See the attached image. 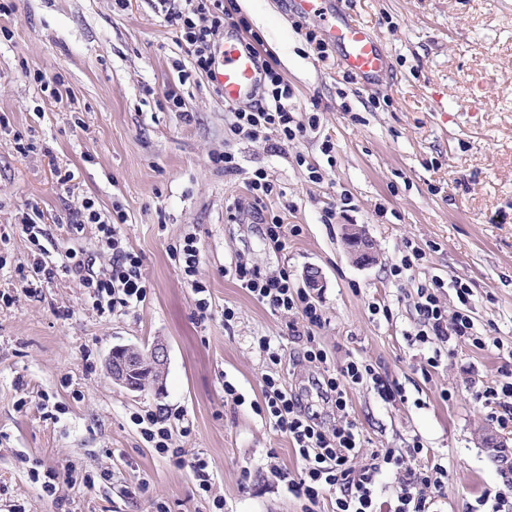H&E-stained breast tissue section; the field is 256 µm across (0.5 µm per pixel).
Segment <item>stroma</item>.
<instances>
[{
    "instance_id": "35a3bbf8",
    "label": "stroma",
    "mask_w": 512,
    "mask_h": 512,
    "mask_svg": "<svg viewBox=\"0 0 512 512\" xmlns=\"http://www.w3.org/2000/svg\"><path fill=\"white\" fill-rule=\"evenodd\" d=\"M235 3L294 91L306 131L287 151L234 133L222 94L157 0H0V292L15 298L0 302V512H153L158 500L171 512H209L189 470L148 448L130 420L161 408L192 423L180 444L207 460L226 512H304L305 500L269 471L295 476L302 462L251 404L275 372L332 427L336 407L319 383L326 366L352 355L404 395L389 404L371 388L350 391L349 413L365 438L354 467L381 448L405 449V464L422 467L425 458L408 453L417 438L448 471L436 512H468L480 495L512 488L480 438L512 439V424L500 425L473 396L512 380V0H350L353 17L388 52L389 71L371 91L359 90L336 46L318 58L290 0ZM47 80L57 93L45 91ZM170 89L183 111L167 102ZM224 151L235 171L213 163ZM314 167L322 180H313ZM258 170L274 185L259 214L248 191ZM61 172L72 176L65 191ZM89 200L119 222L150 286L144 302L109 316L92 309L75 277L32 292L24 274L35 248L20 225L33 205L44 215L46 249L67 245L108 269L94 225L69 230ZM328 209L336 216L326 224ZM273 215L300 229L287 249L264 234ZM348 224L372 239L376 264L351 261ZM191 232L209 289L204 319L171 255ZM414 248L422 259L391 276ZM240 259L267 273L288 270L298 288L307 267L322 271L314 300L324 322L314 334L328 365L299 358L292 314L272 313L239 287ZM435 279L449 312L465 311L492 344L418 341L416 288ZM458 281L470 290L468 305ZM374 304L382 313H371ZM60 307L69 319L56 316ZM263 336L279 346V365L261 350ZM157 342L168 348L162 385L133 392L113 382L105 367L112 347ZM228 381L243 402L225 395ZM24 456L109 478L63 487L56 501L30 482Z\"/></svg>"
}]
</instances>
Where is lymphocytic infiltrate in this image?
I'll list each match as a JSON object with an SVG mask.
<instances>
[{
  "instance_id": "1",
  "label": "lymphocytic infiltrate",
  "mask_w": 512,
  "mask_h": 512,
  "mask_svg": "<svg viewBox=\"0 0 512 512\" xmlns=\"http://www.w3.org/2000/svg\"><path fill=\"white\" fill-rule=\"evenodd\" d=\"M184 2V7L177 9L171 0H159L168 23L178 29L181 40L190 48L196 68L210 72L214 63V38L225 22L235 20L240 28L245 27L246 22L234 19L233 0ZM258 44L255 36L241 42L242 50L255 56L260 79L253 99L232 105L234 129L253 139H273L274 150L280 152L302 137L304 127L293 115L291 86L274 62L260 57ZM88 223L95 225L101 247L112 253L110 271L96 272L92 262L68 250L57 259L34 257L33 267L39 283L51 284L62 273L78 278L87 290L93 309L102 315L143 302L148 286L141 257L120 246L117 225L102 220L89 203L84 206L82 220L75 224L76 231H83ZM171 253L190 280L197 296L195 306L199 317H206L210 304L205 296L207 287L197 278L200 264L197 238L192 234L184 236ZM234 276L241 288L271 312L299 314L300 323L289 324L288 329L296 340L304 342V359L321 364L327 362L328 355L313 334L314 328L324 321L323 311L306 289L294 287L287 272L269 275L243 261L236 264ZM440 289L437 281L417 288L421 316L419 338L425 342L432 339L445 342L453 336L466 337L474 345H483V338L474 335V324L468 315L448 316L440 301ZM324 384L337 411L336 425L329 431L305 415L299 399L284 389L280 377L264 376L263 400L253 403L252 408L256 414L264 416L274 430L288 437L304 464L299 477H291L278 468L272 469V476L284 483L290 494L305 498L313 505L324 495H334L335 512H429L433 495L444 494L448 487L447 472L442 464L435 462L412 469L405 466L400 449L382 448L372 454L364 467L356 469L351 465L363 446L364 436L348 411L349 390L368 386L385 402L393 403L401 398V388L383 379L373 364L356 357L348 358L327 374ZM131 421L157 455L189 469L196 492L199 496L211 497L214 512H224L223 498L211 494L212 476L207 462L198 456H188L178 443L179 438L191 435V426L173 429L167 415L150 411L132 415ZM27 474L30 482L48 497L57 496L61 485L77 481L91 488L100 478L99 473L90 471L76 478L71 472H60L38 461L32 462ZM386 491L391 497L385 501L381 495Z\"/></svg>"
}]
</instances>
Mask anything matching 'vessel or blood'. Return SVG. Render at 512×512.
Listing matches in <instances>:
<instances>
[{
  "instance_id": "vessel-or-blood-1",
  "label": "vessel or blood",
  "mask_w": 512,
  "mask_h": 512,
  "mask_svg": "<svg viewBox=\"0 0 512 512\" xmlns=\"http://www.w3.org/2000/svg\"><path fill=\"white\" fill-rule=\"evenodd\" d=\"M294 10L318 17L328 40L338 46L348 71L360 77L361 90L377 86L388 70V56L378 35L359 24L343 6L331 0H293ZM241 38L226 36L216 48V65L211 84L220 90L226 103L241 102L253 94L259 71L254 58L242 51Z\"/></svg>"
}]
</instances>
